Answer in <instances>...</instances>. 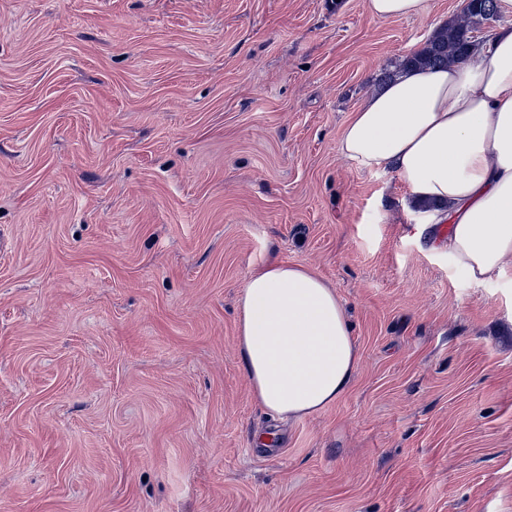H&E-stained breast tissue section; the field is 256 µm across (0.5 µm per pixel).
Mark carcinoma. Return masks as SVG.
Segmentation results:
<instances>
[{
    "label": "carcinoma",
    "instance_id": "carcinoma-1",
    "mask_svg": "<svg viewBox=\"0 0 512 512\" xmlns=\"http://www.w3.org/2000/svg\"><path fill=\"white\" fill-rule=\"evenodd\" d=\"M490 12L499 13L497 0H471L465 8L466 23L439 31L422 49L383 69L379 80H393L408 65L444 66L467 58L473 47V32Z\"/></svg>",
    "mask_w": 512,
    "mask_h": 512
}]
</instances>
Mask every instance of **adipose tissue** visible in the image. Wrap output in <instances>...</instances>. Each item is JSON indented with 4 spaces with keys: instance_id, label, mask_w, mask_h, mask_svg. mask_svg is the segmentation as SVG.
Listing matches in <instances>:
<instances>
[{
    "instance_id": "ef3b65f1",
    "label": "adipose tissue",
    "mask_w": 512,
    "mask_h": 512,
    "mask_svg": "<svg viewBox=\"0 0 512 512\" xmlns=\"http://www.w3.org/2000/svg\"><path fill=\"white\" fill-rule=\"evenodd\" d=\"M354 165L395 174L466 277L512 259V25L465 61L411 67L370 93L339 142ZM239 356L253 397L283 419L320 412L350 389L352 326L334 288L306 267L269 262L238 300Z\"/></svg>"
}]
</instances>
